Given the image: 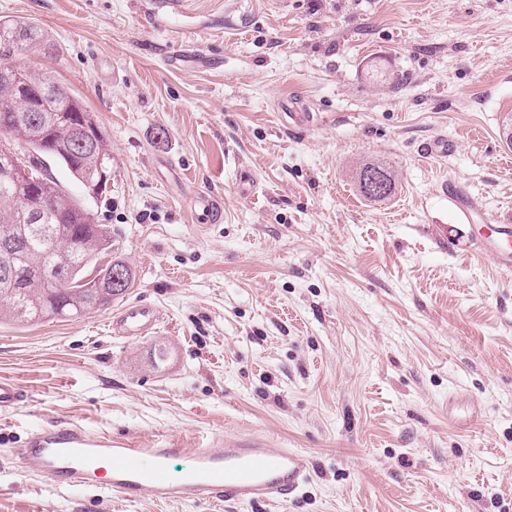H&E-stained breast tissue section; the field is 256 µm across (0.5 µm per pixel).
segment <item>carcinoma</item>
<instances>
[{
  "mask_svg": "<svg viewBox=\"0 0 512 512\" xmlns=\"http://www.w3.org/2000/svg\"><path fill=\"white\" fill-rule=\"evenodd\" d=\"M31 46L52 48L40 27L0 19V127L8 125L38 141L27 164L33 170L47 172L44 187L54 191L56 197L52 214L38 223H29L26 201L33 192L31 184L21 179L20 168L7 170L0 166V244L11 242L8 251L0 250V319L17 323L79 318L103 310L124 296L132 281L129 267L113 258L97 270L92 281L82 282L87 269L112 254V233L94 222L84 202L50 175L46 161L60 165L70 178L82 184L96 179L99 167L111 164L112 156L104 131L76 95L55 93L57 84L51 77L31 74L13 61L14 56ZM20 76L29 87L43 92V114L50 118L47 125L40 123V113L31 111L28 92L18 81ZM75 123H84L93 132L92 149L87 152L73 142ZM373 166L389 174V190L381 196L367 193L362 184V172ZM356 176L360 193L368 199L382 201L396 190L392 171L382 163L364 164ZM43 268L55 270V282L34 280ZM117 268L125 277L124 288L119 292L112 290V271Z\"/></svg>",
  "mask_w": 512,
  "mask_h": 512,
  "instance_id": "cac0c4a2",
  "label": "carcinoma"
}]
</instances>
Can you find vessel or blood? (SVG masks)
Returning a JSON list of instances; mask_svg holds the SVG:
<instances>
[{"mask_svg":"<svg viewBox=\"0 0 512 512\" xmlns=\"http://www.w3.org/2000/svg\"><path fill=\"white\" fill-rule=\"evenodd\" d=\"M440 194L458 222L479 225L472 251L492 257L499 269L512 273V221L483 212L477 199L460 183L442 180ZM197 224L217 222L221 209L207 196L193 199ZM162 320L151 304L131 303L113 318V334L137 338L155 331ZM191 455L194 463L180 478H171V459ZM28 476L46 478L64 487L97 486L124 499L237 503L288 501L306 485L312 473L309 455L295 448H277L261 434L248 437H212L204 447L185 449L165 438L153 447L136 448L109 434H96L78 422L35 430L16 449Z\"/></svg>","mask_w":512,"mask_h":512,"instance_id":"1","label":"vessel or blood"}]
</instances>
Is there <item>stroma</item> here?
<instances>
[{"mask_svg":"<svg viewBox=\"0 0 512 512\" xmlns=\"http://www.w3.org/2000/svg\"><path fill=\"white\" fill-rule=\"evenodd\" d=\"M0 18L48 34L21 64L104 130L106 192L50 172L134 273L107 309L0 322V379L24 394L0 412V512H512V275L438 194L446 177L512 217V0H0ZM292 96L312 125L284 119ZM437 137L452 150L426 157ZM376 161L384 201L356 183ZM199 194L222 222L193 223ZM136 301L159 330L115 336ZM63 422L139 448L264 434L312 478L284 504H174L23 474L14 449ZM375 166L386 171V173L389 176L390 187L386 194H384V193L388 189V181L386 179L385 173L380 169L376 168V169H373V170H370L369 172H367L364 176V180H363V184H362V172L366 171L368 168L375 167ZM356 176H357V183H358L360 193L368 199H372L374 201H382V200H385V199L391 197L392 194H394V192L396 190V181L392 174V171H390L389 168H387L386 165H384L382 163L376 162V163L364 164L359 168V170L356 173ZM363 185H364L365 189L373 195L367 193L365 191ZM381 194H384V195H381ZM374 195H381V196H374Z\"/></svg>","mask_w":512,"mask_h":512,"instance_id":"obj_1","label":"stroma"}]
</instances>
